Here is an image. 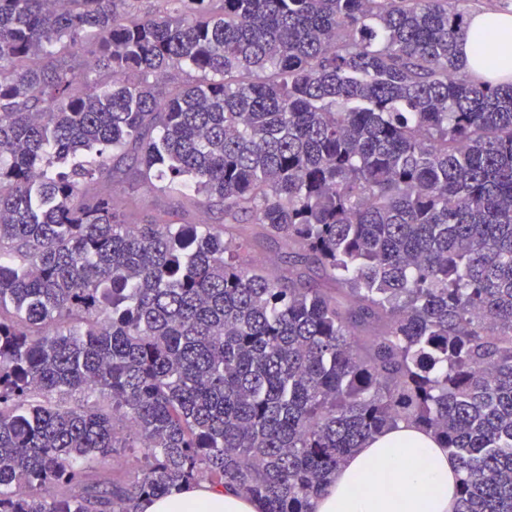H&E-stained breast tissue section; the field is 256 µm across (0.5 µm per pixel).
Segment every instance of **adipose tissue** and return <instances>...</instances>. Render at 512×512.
<instances>
[{
	"label": "adipose tissue",
	"mask_w": 512,
	"mask_h": 512,
	"mask_svg": "<svg viewBox=\"0 0 512 512\" xmlns=\"http://www.w3.org/2000/svg\"><path fill=\"white\" fill-rule=\"evenodd\" d=\"M512 36V14H474L458 46L475 79L512 81V54L497 38ZM462 476L457 459L432 434L399 423L368 439L341 466L331 486L311 502L312 512H455ZM141 512H260L254 500L201 482L142 501Z\"/></svg>",
	"instance_id": "obj_1"
}]
</instances>
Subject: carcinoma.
I'll return each instance as SVG.
<instances>
[{
  "instance_id": "obj_1",
  "label": "carcinoma",
  "mask_w": 512,
  "mask_h": 512,
  "mask_svg": "<svg viewBox=\"0 0 512 512\" xmlns=\"http://www.w3.org/2000/svg\"><path fill=\"white\" fill-rule=\"evenodd\" d=\"M460 2L0 0V512H311L401 421L455 512H512V83L462 70ZM130 196L132 208L140 217L156 216L167 209V204L156 193L147 189L135 190ZM249 259L257 265H263L270 269L283 272L288 270V248L281 241H262L251 252ZM140 454H134L127 449L118 448L112 454L110 464L106 468L94 467L87 473L86 480L97 481L112 478L115 482L128 483L138 471ZM140 508L141 512H260L259 504L247 496L205 482L147 498Z\"/></svg>"
}]
</instances>
